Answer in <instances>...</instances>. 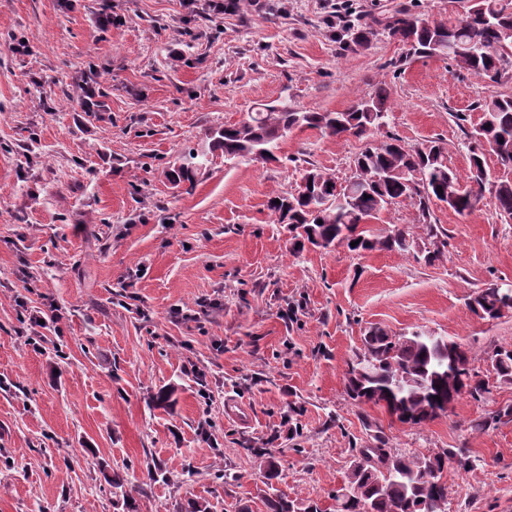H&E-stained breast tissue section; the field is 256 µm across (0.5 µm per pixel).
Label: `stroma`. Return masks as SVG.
<instances>
[{
  "label": "stroma",
  "mask_w": 512,
  "mask_h": 512,
  "mask_svg": "<svg viewBox=\"0 0 512 512\" xmlns=\"http://www.w3.org/2000/svg\"><path fill=\"white\" fill-rule=\"evenodd\" d=\"M468 6L256 0L217 16L182 0H0V512H122L116 474L145 489L142 512H264L257 448L277 466L274 490L326 510L352 449L379 436L403 452L464 449L477 463L447 473L450 512H512V420L473 427L512 406V385L420 426L345 389L373 324L448 337L481 371L512 349V313L467 307L486 284H512V218L489 202L433 204L448 245L428 265L342 246L292 254L267 209L306 167L344 180L389 135L441 141L470 187L467 132L485 98L512 96V68L488 83L407 55L387 29L404 12L452 22ZM381 88L390 123L368 139L296 128L267 164L209 150L208 130L263 105L341 112ZM191 149L208 164L193 189L172 187L166 173ZM18 294L56 303L60 327L28 329ZM163 388L167 410L153 405ZM234 404L250 423L228 415ZM156 466L167 480L151 479Z\"/></svg>",
  "instance_id": "stroma-1"
}]
</instances>
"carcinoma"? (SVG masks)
I'll use <instances>...</instances> for the list:
<instances>
[{
    "mask_svg": "<svg viewBox=\"0 0 512 512\" xmlns=\"http://www.w3.org/2000/svg\"><path fill=\"white\" fill-rule=\"evenodd\" d=\"M391 36L410 47L413 54L439 56L487 82L495 83L512 67L502 44L512 43V12H504L501 0H474L468 12L454 22H429L413 16L395 18ZM482 116L467 133L472 186L460 189L454 171L445 163V149L436 141L407 148L401 140L387 136L377 146L358 153L349 179H336L316 168L305 171L312 188L306 196L287 192L270 200L268 209L278 223L296 232L294 252L305 244L328 249L344 245L351 252L373 250L411 253L419 247L418 236L397 228L375 237L361 223L379 220L391 206L408 201L422 217L420 228L429 245L424 261L432 264L444 255L447 234L431 223L430 205L447 194L448 206L459 213L474 211V200L486 184L494 186L492 205L512 217V180L504 176L490 181L485 152H492L505 170H512V96L492 94L479 104ZM390 109L387 92L361 101L345 112H303L286 103L269 106L237 124L208 133L211 148L224 159H249L267 163L277 159L280 143L294 128L318 129L332 136L366 138L388 126ZM202 162L198 153L188 152L177 168L168 171L175 185L193 183ZM352 195L353 207L339 213L328 201L336 192ZM369 198H364V195ZM469 310L482 319H499L502 309L512 312L505 290L497 283L474 292ZM362 356L371 369L349 365L346 392L358 403L379 405L402 424L422 425L439 416L443 407L466 394L478 400L488 392V382L474 366V358L460 344L443 336L430 337L422 331L392 335L379 326L363 336ZM500 384H512V350H499L491 369ZM375 448H358L352 454L343 483L334 490V512H449L448 485L444 474L453 469L467 472L475 460L456 448L437 452H398L386 447L380 437ZM265 512H323L314 502L290 499L283 493L263 495Z\"/></svg>",
    "mask_w": 512,
    "mask_h": 512,
    "instance_id": "obj_1",
    "label": "carcinoma"
}]
</instances>
